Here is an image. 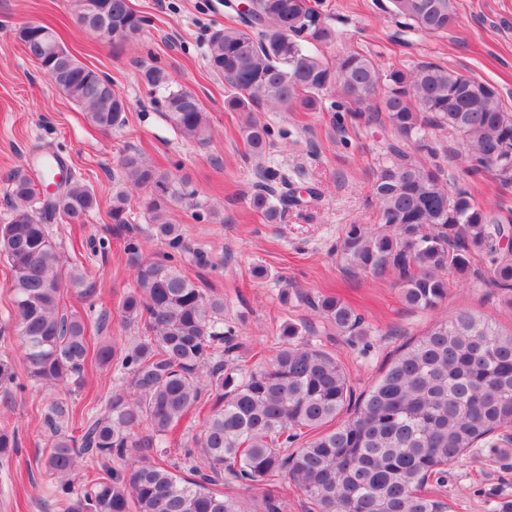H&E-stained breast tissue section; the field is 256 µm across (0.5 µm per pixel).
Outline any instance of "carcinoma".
I'll return each instance as SVG.
<instances>
[{
	"label": "carcinoma",
	"instance_id": "carcinoma-1",
	"mask_svg": "<svg viewBox=\"0 0 512 512\" xmlns=\"http://www.w3.org/2000/svg\"><path fill=\"white\" fill-rule=\"evenodd\" d=\"M92 2L72 0L75 21L86 31L110 27L114 35L107 39L121 43L145 25L128 0H107L103 15L90 11ZM389 2L408 27L428 36L455 24L452 0ZM20 29L28 32L19 41L29 57L93 125L107 132L125 123L127 102L108 94L105 76L66 50L53 55L56 36L47 25L31 21ZM332 36L312 0H250L240 24L211 30L207 65L224 80L228 109L246 113L241 132L251 152L263 155L275 135L251 113L314 112L322 92L336 88L338 131L348 120H363L395 134L372 185L382 229L350 224L343 239L352 267L392 275L407 304L434 310L448 296L445 273L467 278L477 256L488 282L511 296L512 221L491 218L466 187L449 188L441 169L409 153L411 147L433 151L431 133L446 128L460 138L466 172L512 184V114L503 110L498 88L433 62L382 72L357 51L331 65L317 46ZM144 80L161 94L165 117L181 138L207 141L208 117L195 93L175 85L162 67L147 68ZM118 166L123 180L143 193L149 231L167 247L161 258L137 264V289L121 309L140 325V336L120 356L111 344L95 341L89 318L65 309L64 288L88 296L91 271L65 268L50 233L52 223L87 221L98 206L90 186L69 175L58 195L42 198L31 179L17 176L9 216L0 224V256L12 274L13 325L30 380L78 385L91 364L116 373L103 408L80 426L71 427L76 408L67 403L53 401L44 414V474L58 488L61 512H251L241 491L260 486L266 490L263 512H284L273 489L281 475L304 495L308 512H451L428 485L443 484L448 466L480 444L512 445V333H499L467 310L400 346L383 374L358 394L339 359L302 340L294 324L269 361L225 369L239 343L235 328L224 323V297L185 271L208 267L210 260L166 218L170 202L192 193L139 153L125 154ZM261 178L250 203L269 220L299 203L288 177L267 169ZM131 202L128 191L114 192L109 216L131 233L124 248L134 254L139 242L132 237ZM306 302L340 335L368 334L363 317L336 296ZM204 377L212 404L196 447L171 460L162 450L124 465L133 451L167 444L177 424L205 406ZM15 384L14 362L1 357L0 387ZM343 412L336 428L324 430ZM145 424L150 435L143 439ZM309 432L313 436L301 442ZM18 445L16 431L0 429L1 458ZM80 462L94 477L76 487L71 475Z\"/></svg>",
	"mask_w": 512,
	"mask_h": 512
}]
</instances>
